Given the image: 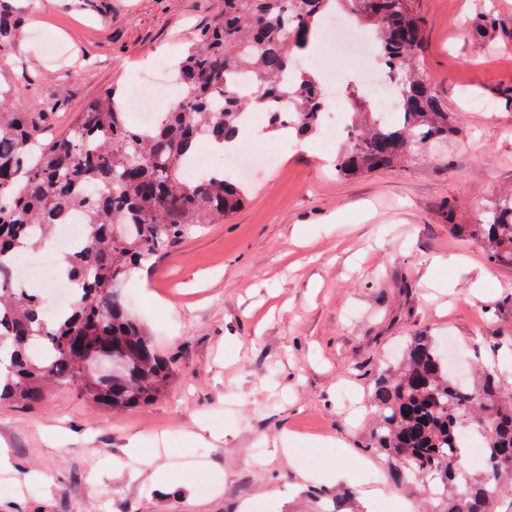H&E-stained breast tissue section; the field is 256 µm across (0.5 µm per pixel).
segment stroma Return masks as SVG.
Wrapping results in <instances>:
<instances>
[{
  "instance_id": "obj_1",
  "label": "stroma",
  "mask_w": 512,
  "mask_h": 512,
  "mask_svg": "<svg viewBox=\"0 0 512 512\" xmlns=\"http://www.w3.org/2000/svg\"><path fill=\"white\" fill-rule=\"evenodd\" d=\"M413 7L426 78L459 133L352 178L318 136L267 135L281 153L241 205L120 283L173 361L167 387L120 414L68 386L0 404V512H423V494L367 447L372 381L421 333L453 338L464 367L512 394V266L488 261L470 231L512 195V0ZM221 9L40 0L16 33L15 108L62 130L105 92L128 94L127 64L180 56ZM134 441L144 459L127 455ZM283 442L288 453L271 455ZM331 465L343 479H314Z\"/></svg>"
}]
</instances>
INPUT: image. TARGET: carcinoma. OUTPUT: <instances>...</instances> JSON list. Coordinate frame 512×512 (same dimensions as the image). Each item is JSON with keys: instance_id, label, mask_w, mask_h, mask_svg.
Masks as SVG:
<instances>
[{"instance_id": "1", "label": "carcinoma", "mask_w": 512, "mask_h": 512, "mask_svg": "<svg viewBox=\"0 0 512 512\" xmlns=\"http://www.w3.org/2000/svg\"><path fill=\"white\" fill-rule=\"evenodd\" d=\"M15 0H0V72L8 63L20 17ZM342 10L374 28L384 74L403 121L389 125L358 103L355 138L336 157V172L356 176L402 166L425 144L459 132L417 62L423 21L412 0H224V13L201 29L174 65L181 99L153 127L128 123L109 91L78 113L63 132L40 137L33 115L14 112L17 83H0V363L6 381L0 401L33 406L52 386H74L78 396L122 412L150 403L172 376L170 361L153 348L117 293L127 272L162 252L201 224H214L243 201L246 186L228 175L191 177V149L205 137L223 140L239 131L242 114L264 103L268 125L283 122L272 102L293 103L288 128L299 136L319 132L325 104L322 84L305 76L297 49L313 24ZM251 74L254 91L239 93L232 80ZM84 215L87 244L70 253L66 282L74 293L68 309L53 315L41 295L15 283L14 261L40 249L52 229L72 214ZM493 262L512 265V198L478 225ZM110 345L126 369L101 387L81 371L75 338ZM378 421L370 447L394 460L401 477L428 476L443 487V512H493L512 491V402L499 401L495 379L479 391L458 384L438 345L411 338L405 360L374 380ZM495 428L485 435L486 468L470 476L460 467L465 425L482 430L484 415Z\"/></svg>"}]
</instances>
